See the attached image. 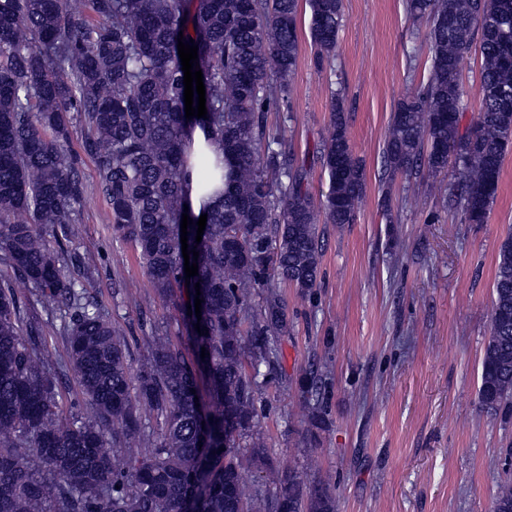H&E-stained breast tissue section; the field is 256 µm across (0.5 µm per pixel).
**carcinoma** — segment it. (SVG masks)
I'll return each mask as SVG.
<instances>
[{
  "label": "carcinoma",
  "instance_id": "carcinoma-1",
  "mask_svg": "<svg viewBox=\"0 0 512 512\" xmlns=\"http://www.w3.org/2000/svg\"><path fill=\"white\" fill-rule=\"evenodd\" d=\"M184 2L88 0L80 18L64 0H0V512H336L326 486L306 492L293 471L269 472L274 501L246 496L239 440L258 420L260 366L278 359L275 337L288 332L272 291L253 315L256 290L275 278L303 294L317 288L318 212L354 223L365 167L339 90L317 150L329 178L320 202L306 165L268 127V114L288 106L300 0H196L191 13ZM305 5L321 74L336 53L342 0ZM407 12L429 23V77L393 112L385 173L410 181L453 160L454 205L464 223L484 224L512 150V0H407ZM180 37L198 45L205 119L184 115ZM476 38L477 115L464 128L460 61ZM197 125L224 148V202L207 211L199 243V217L188 212L202 319L185 322L184 338L146 337L135 367L120 329L86 296L90 261L81 277L71 271L83 157L112 234L134 246L153 290L185 311V135ZM218 168L198 158L200 188ZM44 299L60 319L51 352L37 312ZM70 368L84 416L60 390ZM478 397L487 410L512 409V234L499 246ZM494 505L512 512V483Z\"/></svg>",
  "mask_w": 512,
  "mask_h": 512
}]
</instances>
